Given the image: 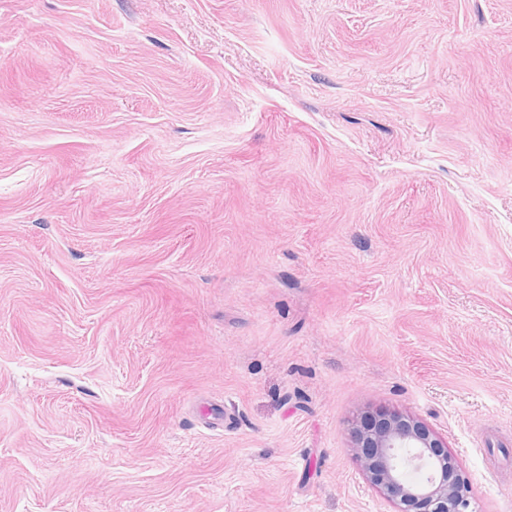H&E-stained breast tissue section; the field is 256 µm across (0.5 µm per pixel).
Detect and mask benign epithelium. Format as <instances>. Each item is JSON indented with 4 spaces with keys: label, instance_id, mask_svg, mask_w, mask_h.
Masks as SVG:
<instances>
[{
    "label": "benign epithelium",
    "instance_id": "7a95c632",
    "mask_svg": "<svg viewBox=\"0 0 512 512\" xmlns=\"http://www.w3.org/2000/svg\"><path fill=\"white\" fill-rule=\"evenodd\" d=\"M351 434L364 478L395 512H474L469 475L421 419L379 407L362 412Z\"/></svg>",
    "mask_w": 512,
    "mask_h": 512
}]
</instances>
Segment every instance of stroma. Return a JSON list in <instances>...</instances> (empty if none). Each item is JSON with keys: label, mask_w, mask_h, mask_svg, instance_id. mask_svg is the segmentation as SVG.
I'll return each instance as SVG.
<instances>
[{"label": "stroma", "mask_w": 512, "mask_h": 512, "mask_svg": "<svg viewBox=\"0 0 512 512\" xmlns=\"http://www.w3.org/2000/svg\"><path fill=\"white\" fill-rule=\"evenodd\" d=\"M375 407L512 512V0H0V512H394Z\"/></svg>", "instance_id": "1"}]
</instances>
